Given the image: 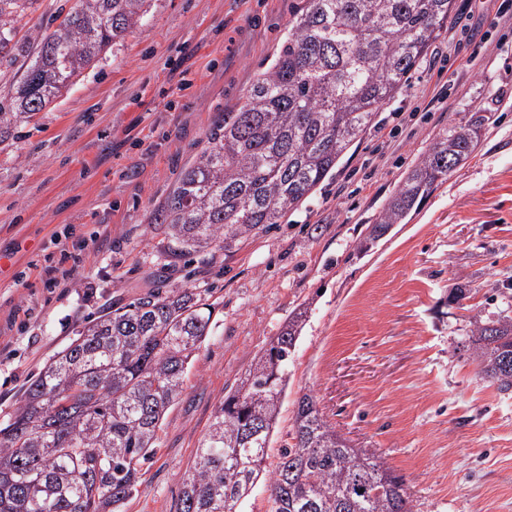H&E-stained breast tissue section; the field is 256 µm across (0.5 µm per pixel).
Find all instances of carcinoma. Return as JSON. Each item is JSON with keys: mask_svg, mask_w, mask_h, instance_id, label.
I'll return each mask as SVG.
<instances>
[{"mask_svg": "<svg viewBox=\"0 0 512 512\" xmlns=\"http://www.w3.org/2000/svg\"><path fill=\"white\" fill-rule=\"evenodd\" d=\"M36 0H0V66L29 56L15 22ZM147 0H77L45 30L36 55L0 92V133L48 108L143 17ZM452 18V0H304L270 67L224 113L153 221L167 253L186 257L281 223L333 175L423 62ZM492 98L439 133L387 199L360 245L403 224L475 151L496 112ZM215 304L196 288L149 293L105 312L26 385L0 424V512H119L151 459ZM300 305L224 396L176 512H244L260 479L270 512H413L402 480L347 445L305 394L293 443L269 448L288 361L304 328ZM478 376L512 393V319L472 316Z\"/></svg>", "mask_w": 512, "mask_h": 512, "instance_id": "cac0c4a2", "label": "carcinoma"}]
</instances>
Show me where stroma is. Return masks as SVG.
Here are the masks:
<instances>
[{
  "label": "stroma",
  "mask_w": 512,
  "mask_h": 512,
  "mask_svg": "<svg viewBox=\"0 0 512 512\" xmlns=\"http://www.w3.org/2000/svg\"><path fill=\"white\" fill-rule=\"evenodd\" d=\"M76 0H36L38 43ZM453 0L441 74L383 105L322 190L283 223L165 257L151 221L183 168L280 49L298 0H148L144 17L42 112L0 136V421L87 319L149 292L210 288L218 307L122 512H176L225 394L308 304L273 448L310 394L354 448L402 477L414 512H512V394L478 376L474 313L512 317V8ZM496 98L474 153L407 223L358 246L436 135ZM71 269L45 287L42 268ZM469 292L464 304L456 289Z\"/></svg>",
  "instance_id": "1"
}]
</instances>
